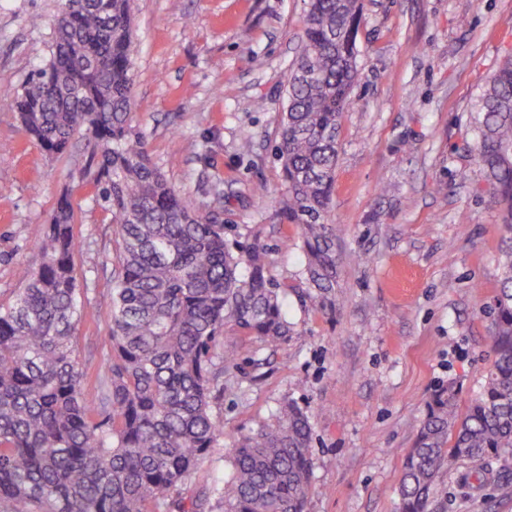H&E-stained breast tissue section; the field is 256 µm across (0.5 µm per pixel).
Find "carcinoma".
Instances as JSON below:
<instances>
[{
	"instance_id": "carcinoma-1",
	"label": "carcinoma",
	"mask_w": 512,
	"mask_h": 512,
	"mask_svg": "<svg viewBox=\"0 0 512 512\" xmlns=\"http://www.w3.org/2000/svg\"><path fill=\"white\" fill-rule=\"evenodd\" d=\"M359 0H308L288 76V112L274 153L282 219L297 227L309 298L336 309L339 254L330 204L337 134L358 76ZM130 0H58L49 58L13 102L48 156L84 135L97 197L116 226L103 355H75L86 309L74 255L79 205L62 194L36 243L37 267L0 304V512H163L224 435L214 413L237 347L224 336L283 343L292 336L271 251L259 233L229 240L217 217L183 197L150 161L130 123ZM473 151L503 215L494 361L482 390L462 403L449 380L430 395L405 458L398 512H433L436 487L463 462L492 470L512 455V48L471 113ZM313 432L291 401L231 448L229 480L205 484L180 512H305Z\"/></svg>"
}]
</instances>
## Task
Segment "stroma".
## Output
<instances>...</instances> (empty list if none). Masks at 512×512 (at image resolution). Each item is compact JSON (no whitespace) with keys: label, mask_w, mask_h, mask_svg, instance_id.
Wrapping results in <instances>:
<instances>
[{"label":"stroma","mask_w":512,"mask_h":512,"mask_svg":"<svg viewBox=\"0 0 512 512\" xmlns=\"http://www.w3.org/2000/svg\"><path fill=\"white\" fill-rule=\"evenodd\" d=\"M362 5L331 212L339 302L324 316L305 295L296 249L279 246L297 229L276 212L275 131L305 0H131V123L184 197L205 203L220 184L216 214L227 238L261 233L294 327L288 342L242 346L217 409L224 437L199 472L229 479L233 440L293 400L314 434L307 512H398L404 459L432 388L450 379L470 399L494 360L489 306L503 224L472 151L469 114L512 46V0ZM53 14V0H0V303L21 288L43 223L72 191L82 202L77 277L91 290L76 354L93 366L106 333L113 226L91 199L82 150L49 158L12 108L49 56ZM494 467L498 479L472 492L471 464L449 474L436 512H512V456Z\"/></svg>","instance_id":"1"}]
</instances>
